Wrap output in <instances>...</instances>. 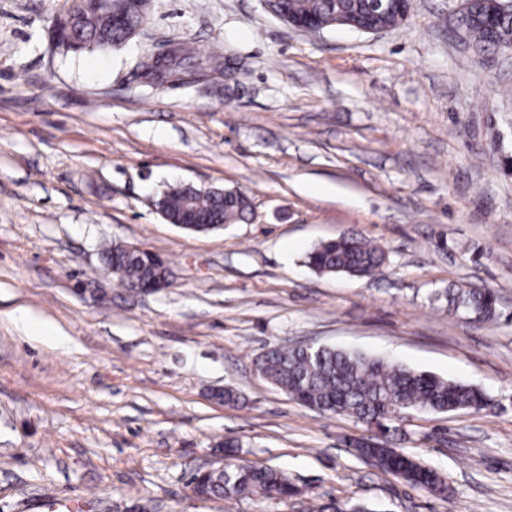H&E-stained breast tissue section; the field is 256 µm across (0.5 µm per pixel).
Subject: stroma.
<instances>
[{"mask_svg": "<svg viewBox=\"0 0 512 512\" xmlns=\"http://www.w3.org/2000/svg\"><path fill=\"white\" fill-rule=\"evenodd\" d=\"M461 4L412 0L361 33L296 29L264 0H151L128 43L74 54L51 40L66 0H0V512H512V59L478 60ZM168 40L233 75L149 83L137 61ZM175 183L241 190L252 213L182 230L154 206ZM351 234L386 250L375 278L304 266ZM105 242L156 252L170 285L124 287ZM451 288L495 291L501 318L455 311ZM19 307L67 344L27 336ZM291 343L481 387L490 408L391 433L451 497L371 468L348 448L365 426L258 374ZM227 437L299 501L195 499Z\"/></svg>", "mask_w": 512, "mask_h": 512, "instance_id": "1", "label": "stroma"}]
</instances>
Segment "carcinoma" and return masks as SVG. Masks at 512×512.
Returning a JSON list of instances; mask_svg holds the SVG:
<instances>
[{
  "instance_id": "1",
  "label": "carcinoma",
  "mask_w": 512,
  "mask_h": 512,
  "mask_svg": "<svg viewBox=\"0 0 512 512\" xmlns=\"http://www.w3.org/2000/svg\"><path fill=\"white\" fill-rule=\"evenodd\" d=\"M490 0H473L468 36L483 51L506 49L512 42V12H499L486 24ZM401 4L386 9L374 0H271V11L303 30L335 26L341 19L364 27L394 28L400 24ZM148 0H110L103 9L92 0H71L56 18L53 40L65 50H105L129 41V33L147 19ZM156 204L173 223L189 218L211 226L236 224L250 208L248 197L238 190L192 192L183 185L164 189ZM105 264L126 287L146 282L153 271L119 246L102 250ZM386 251L354 235L320 243L306 256L305 265L323 274H346L368 278L383 266ZM454 309L473 312L481 319L497 316V295L489 289L459 288L448 292ZM267 379L300 405L322 414L349 417L367 428L390 430L405 415L445 413L470 409L485 410L489 398L472 385L462 384L427 372L413 370L384 357H367L331 347L309 352L301 346L274 347L256 361ZM352 453L380 472L442 499L448 498V480L422 464L402 448H394L385 437L354 441ZM208 492L226 499L255 497L285 498L293 486L277 470L247 463L232 465L223 477L207 479ZM316 512H373L368 505L333 502Z\"/></svg>"
}]
</instances>
